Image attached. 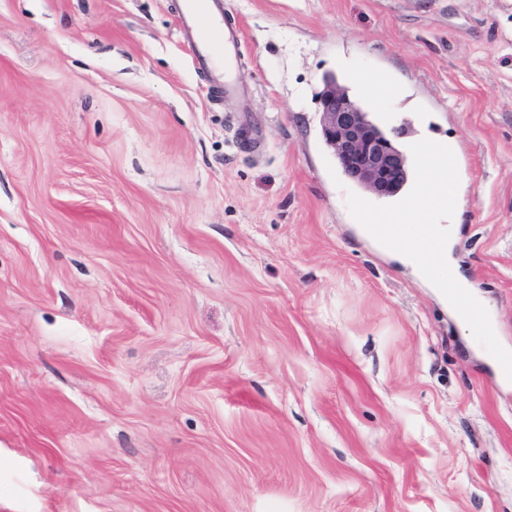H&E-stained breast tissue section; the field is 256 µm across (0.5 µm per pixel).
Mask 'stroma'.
<instances>
[{
    "label": "stroma",
    "mask_w": 512,
    "mask_h": 512,
    "mask_svg": "<svg viewBox=\"0 0 512 512\" xmlns=\"http://www.w3.org/2000/svg\"><path fill=\"white\" fill-rule=\"evenodd\" d=\"M0 0V512H512V385L364 233L323 78L452 140L457 281L512 347V0ZM222 8V0H183L179 26L194 49L199 68L211 71L218 84L223 83L224 94L231 96L237 87L230 68L241 50L243 35L238 24L221 26Z\"/></svg>",
    "instance_id": "35a3bbf8"
}]
</instances>
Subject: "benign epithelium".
<instances>
[{"mask_svg":"<svg viewBox=\"0 0 512 512\" xmlns=\"http://www.w3.org/2000/svg\"><path fill=\"white\" fill-rule=\"evenodd\" d=\"M323 138L343 174L379 197L397 194L407 179L406 158L388 134L369 119L336 78L319 93Z\"/></svg>","mask_w":512,"mask_h":512,"instance_id":"7a95c632","label":"benign epithelium"}]
</instances>
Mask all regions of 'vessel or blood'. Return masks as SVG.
<instances>
[{
    "mask_svg": "<svg viewBox=\"0 0 512 512\" xmlns=\"http://www.w3.org/2000/svg\"><path fill=\"white\" fill-rule=\"evenodd\" d=\"M223 0H183L179 26L184 39L192 45L200 69L211 71L224 86L226 95H234L236 82L230 72L243 43L238 24H220Z\"/></svg>",
    "mask_w": 512,
    "mask_h": 512,
    "instance_id": "1",
    "label": "vessel or blood"
}]
</instances>
